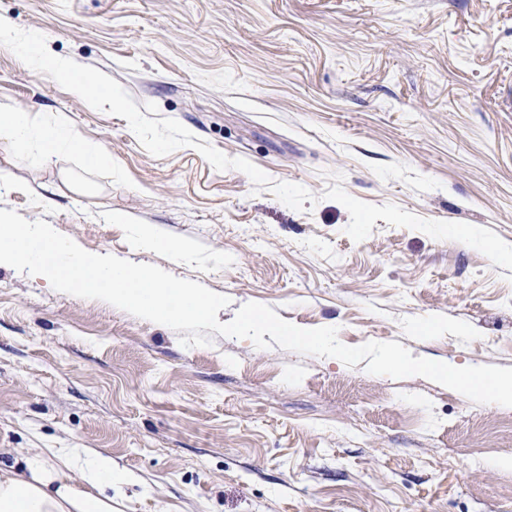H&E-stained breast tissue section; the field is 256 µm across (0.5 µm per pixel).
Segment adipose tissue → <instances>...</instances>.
I'll return each instance as SVG.
<instances>
[{
    "mask_svg": "<svg viewBox=\"0 0 512 512\" xmlns=\"http://www.w3.org/2000/svg\"><path fill=\"white\" fill-rule=\"evenodd\" d=\"M37 142L44 159L60 150L85 151L97 166L111 165L110 156L86 146L66 115L44 122L0 106V142L24 149ZM56 464H48L40 448H0V512H112V487L125 482L111 457H83L76 448H59Z\"/></svg>",
    "mask_w": 512,
    "mask_h": 512,
    "instance_id": "adipose-tissue-1",
    "label": "adipose tissue"
}]
</instances>
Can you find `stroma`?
<instances>
[{
  "label": "stroma",
  "mask_w": 512,
  "mask_h": 512,
  "mask_svg": "<svg viewBox=\"0 0 512 512\" xmlns=\"http://www.w3.org/2000/svg\"><path fill=\"white\" fill-rule=\"evenodd\" d=\"M0 18L112 77L146 117L318 197L297 211L193 148L152 156L126 119L0 49V105L64 113L112 156L1 146V207L228 296L224 323L258 302L348 346L512 367V270L381 219L353 242L325 197L339 173L361 201L512 244V0H0ZM144 224L189 253L142 247ZM211 340L184 347L1 267L0 448L110 456L134 478L112 512H512V407Z\"/></svg>",
  "instance_id": "stroma-1"
}]
</instances>
